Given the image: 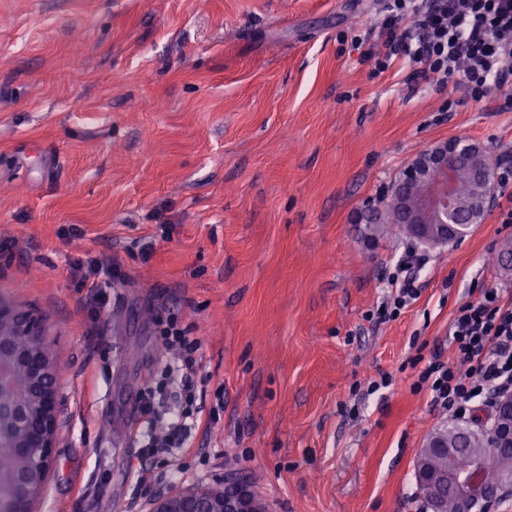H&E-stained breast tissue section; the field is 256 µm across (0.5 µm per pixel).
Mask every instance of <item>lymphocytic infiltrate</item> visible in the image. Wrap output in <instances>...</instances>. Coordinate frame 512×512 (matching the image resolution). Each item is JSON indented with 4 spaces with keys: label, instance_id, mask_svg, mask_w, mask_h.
I'll use <instances>...</instances> for the list:
<instances>
[{
    "label": "lymphocytic infiltrate",
    "instance_id": "obj_1",
    "mask_svg": "<svg viewBox=\"0 0 512 512\" xmlns=\"http://www.w3.org/2000/svg\"><path fill=\"white\" fill-rule=\"evenodd\" d=\"M354 45L382 69L395 59L405 60L411 67L408 82L429 80L479 102L493 90L512 89V0H388L376 24L355 36ZM427 262L419 246H404L376 310L378 322L398 318L418 298L417 273ZM157 324L158 349L172 390L164 399L149 386L139 394V448L129 462L138 471L153 458L175 465L198 415L213 419L224 409L220 390L213 406L198 401L194 377L202 361L200 339L189 336L176 318H161ZM448 340L453 361L430 360L420 375L435 406L463 418L477 405L512 391V298L501 289H480L476 299L460 305Z\"/></svg>",
    "mask_w": 512,
    "mask_h": 512
}]
</instances>
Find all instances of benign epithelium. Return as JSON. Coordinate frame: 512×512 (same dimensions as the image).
Returning <instances> with one entry per match:
<instances>
[{
	"instance_id": "benign-epithelium-1",
	"label": "benign epithelium",
	"mask_w": 512,
	"mask_h": 512,
	"mask_svg": "<svg viewBox=\"0 0 512 512\" xmlns=\"http://www.w3.org/2000/svg\"><path fill=\"white\" fill-rule=\"evenodd\" d=\"M466 158L470 187L474 196L464 198L457 185L460 158ZM387 196L395 203L398 223L406 234L431 245L446 246L461 238L465 229L459 218L473 222L471 214L484 211L494 202L489 157L480 146L459 138L429 146L416 155L391 183ZM25 373L26 383L16 382ZM11 401L0 403V429L25 428V434L0 446L32 465L49 471L54 463L61 421L59 361L50 344L42 318L16 304L0 301V394ZM498 448H512V402L500 405L488 428ZM457 449L448 447L445 433L429 438L416 460L417 481L432 486L441 494L431 499V512H447L442 492L453 489L470 512H492L500 498V489L512 485V473L492 485L485 480L491 457L482 448H471L469 466L455 465ZM443 454L446 468L434 472L428 458ZM14 492L0 502V512H33L44 485H33L21 476L11 479ZM150 512H257L252 490L237 484L228 486L225 495L211 499L205 490L179 488L153 498Z\"/></svg>"
}]
</instances>
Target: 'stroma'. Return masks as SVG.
<instances>
[{"instance_id": "obj_1", "label": "stroma", "mask_w": 512, "mask_h": 512, "mask_svg": "<svg viewBox=\"0 0 512 512\" xmlns=\"http://www.w3.org/2000/svg\"><path fill=\"white\" fill-rule=\"evenodd\" d=\"M385 0H0V299L41 316L62 419L36 512H149L171 488L248 479L271 512H427L415 460L449 424L419 375L454 358L512 186L461 242L429 250L390 322L403 239L358 214L417 152L456 137L512 151V101H455L376 72L351 39ZM117 260L94 313L73 271ZM200 338L196 382L224 412L181 471H128L133 409L160 375L158 317ZM390 387L369 392L381 375ZM428 262L426 253L416 244L407 243L403 246V252L395 265L394 272L390 275L386 288V297L377 307L371 320L375 323L390 321L398 318L402 310L407 308L419 296L416 273Z\"/></svg>"}]
</instances>
